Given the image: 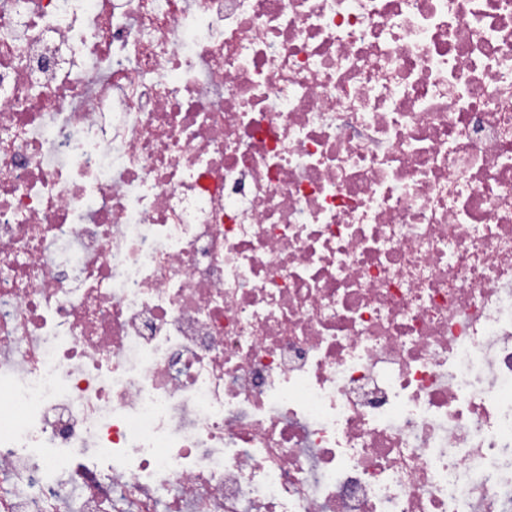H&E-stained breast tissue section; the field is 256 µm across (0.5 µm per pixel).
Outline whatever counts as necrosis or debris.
I'll list each match as a JSON object with an SVG mask.
<instances>
[{
	"instance_id": "1",
	"label": "necrosis or debris",
	"mask_w": 512,
	"mask_h": 512,
	"mask_svg": "<svg viewBox=\"0 0 512 512\" xmlns=\"http://www.w3.org/2000/svg\"><path fill=\"white\" fill-rule=\"evenodd\" d=\"M0 512H512V0H0Z\"/></svg>"
}]
</instances>
